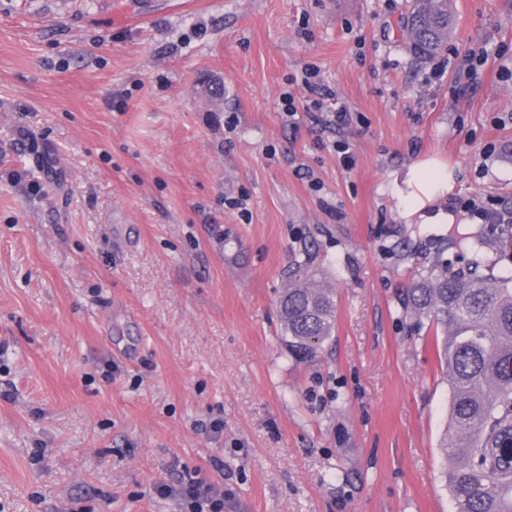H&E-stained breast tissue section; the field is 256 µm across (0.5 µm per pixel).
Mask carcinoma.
I'll use <instances>...</instances> for the list:
<instances>
[{"label": "carcinoma", "mask_w": 512, "mask_h": 512, "mask_svg": "<svg viewBox=\"0 0 512 512\" xmlns=\"http://www.w3.org/2000/svg\"><path fill=\"white\" fill-rule=\"evenodd\" d=\"M452 0H412L404 29L415 55L435 57L448 43ZM453 244L472 254L464 269L434 266L406 288L404 312L441 333L448 377L450 441L441 477L456 512H512V273L482 268V242L468 233ZM309 258L294 263L279 302L282 341L299 361L332 338L336 299L313 285Z\"/></svg>", "instance_id": "obj_1"}]
</instances>
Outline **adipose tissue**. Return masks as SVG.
Wrapping results in <instances>:
<instances>
[{"label":"adipose tissue","instance_id":"obj_1","mask_svg":"<svg viewBox=\"0 0 512 512\" xmlns=\"http://www.w3.org/2000/svg\"><path fill=\"white\" fill-rule=\"evenodd\" d=\"M455 175L447 165L434 158L420 160L410 166L402 184L394 185L401 213L419 217L425 224H450L453 214L443 209H433L436 198L450 193Z\"/></svg>","mask_w":512,"mask_h":512}]
</instances>
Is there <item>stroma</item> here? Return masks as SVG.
<instances>
[{
	"label": "stroma",
	"instance_id": "35a3bbf8",
	"mask_svg": "<svg viewBox=\"0 0 512 512\" xmlns=\"http://www.w3.org/2000/svg\"><path fill=\"white\" fill-rule=\"evenodd\" d=\"M453 11L420 60L408 0H0V512H181L156 488L195 469L224 512H454L400 297L461 232L512 270V226L459 206L512 211V0ZM326 92L346 124L281 112ZM428 157L454 223L392 195ZM306 257L336 328L301 363L278 300Z\"/></svg>",
	"mask_w": 512,
	"mask_h": 512
}]
</instances>
